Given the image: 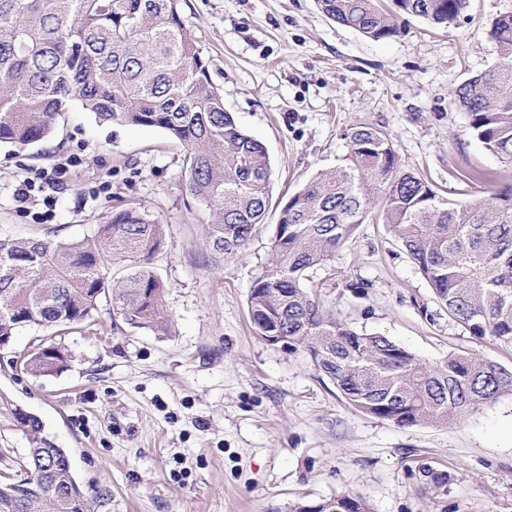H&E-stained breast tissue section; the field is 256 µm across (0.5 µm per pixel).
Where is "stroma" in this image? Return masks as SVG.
<instances>
[{
  "label": "stroma",
  "instance_id": "obj_1",
  "mask_svg": "<svg viewBox=\"0 0 512 512\" xmlns=\"http://www.w3.org/2000/svg\"><path fill=\"white\" fill-rule=\"evenodd\" d=\"M178 10L225 109L267 151L273 202L241 251L222 255L207 243L208 211L186 191L185 148L163 129L102 122L75 100L43 142L1 144L2 239L78 241L130 202L163 224L152 265L169 331L130 328L104 305L66 334L24 327L0 350V395L67 450L92 512H290L340 494L371 512H512V397L442 427L356 412L306 353L259 338L247 306L272 257L279 201L343 164L354 125L387 133L402 166L448 197L481 196V183L460 179L474 169L512 185V168L468 131L454 96L496 60L489 32L512 0H469L446 25L411 17L379 42L327 18L317 0H178ZM28 178L38 188L22 209L15 191ZM361 281L362 295L352 290ZM307 286L355 331L427 364L467 352L512 368V346L450 317L381 221L358 225ZM42 343L67 352L61 373L12 367Z\"/></svg>",
  "mask_w": 512,
  "mask_h": 512
}]
</instances>
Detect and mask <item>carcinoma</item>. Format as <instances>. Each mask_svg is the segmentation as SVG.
<instances>
[{
	"label": "carcinoma",
	"mask_w": 512,
	"mask_h": 512,
	"mask_svg": "<svg viewBox=\"0 0 512 512\" xmlns=\"http://www.w3.org/2000/svg\"><path fill=\"white\" fill-rule=\"evenodd\" d=\"M333 21L385 40L398 18L456 20L467 0H317ZM499 58L461 83L456 100L467 126L512 166V15L490 29ZM102 121L158 127L186 153V190L210 211L208 242L234 255L270 202L264 146L224 109L193 29L177 0H0V142L25 147L50 137L72 99ZM345 163L324 170L288 198L272 258L253 282L248 311L269 345L288 337L362 414L401 427L442 426L512 396V369L466 353L439 365L379 333H358L307 291L308 272L336 254L372 210L388 226L448 315L478 337L512 345V186L452 202L423 176L402 168L389 135L350 128ZM163 227L134 206L112 214L90 238L71 242L0 239V339L26 325L68 327L101 302L135 329L168 330L164 284L151 266ZM122 263L103 272L105 258ZM54 345L23 363L35 376L60 372ZM0 415L32 434L17 462L23 477L0 475V512H90L64 449L40 436L42 424L0 397ZM291 512H371L349 494L296 503Z\"/></svg>",
	"instance_id": "cac0c4a2"
}]
</instances>
